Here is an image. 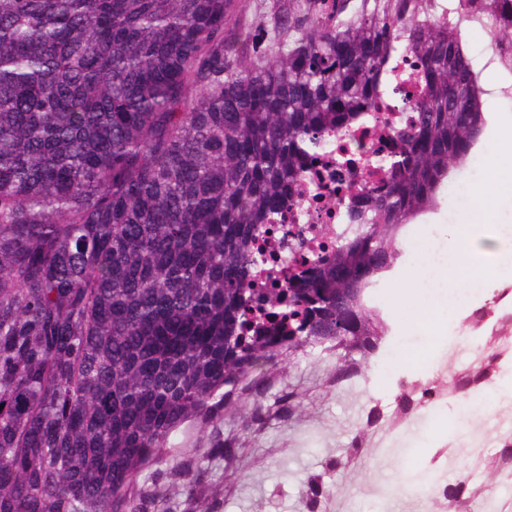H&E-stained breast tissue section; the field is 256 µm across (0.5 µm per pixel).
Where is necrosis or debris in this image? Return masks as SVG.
Instances as JSON below:
<instances>
[{
  "label": "necrosis or debris",
  "mask_w": 512,
  "mask_h": 512,
  "mask_svg": "<svg viewBox=\"0 0 512 512\" xmlns=\"http://www.w3.org/2000/svg\"><path fill=\"white\" fill-rule=\"evenodd\" d=\"M433 8L436 18L458 30L480 33L490 47L489 65L512 77V42L497 37L499 30L512 24V0H433ZM411 91L410 84H395L370 117L332 133V141L352 158L350 168L337 170L332 154L320 153L309 161L272 222L258 227L264 261L250 272L256 287H287L290 276L310 268L316 256L331 251L338 240L352 234L350 214L362 209L365 190L384 179L371 158L394 129L410 121L411 115L403 107ZM468 379L467 385L449 395L438 415L453 433L458 432L462 415L477 396L489 392L483 373L469 374Z\"/></svg>",
  "instance_id": "obj_1"
}]
</instances>
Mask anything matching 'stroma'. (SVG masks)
Here are the masks:
<instances>
[{
    "label": "stroma",
    "mask_w": 512,
    "mask_h": 512,
    "mask_svg": "<svg viewBox=\"0 0 512 512\" xmlns=\"http://www.w3.org/2000/svg\"><path fill=\"white\" fill-rule=\"evenodd\" d=\"M492 76L493 86L481 96L485 125L471 154L440 185L434 203L403 225L400 253L371 292L389 339L403 333L404 316L395 298L402 275L419 260L417 245L429 234L446 243L452 224L471 206L473 187L490 176L488 160L497 154L503 135L501 117L512 114V101L496 92L503 82L501 72L493 71ZM477 304L494 324L492 341L501 355L498 370L512 377V280L490 281ZM338 359L335 351L321 347L281 350L241 382L238 405L252 406L259 397L272 406L293 392L300 397L298 411H271L255 436L243 432L234 415L225 416L218 426L204 425L192 432L187 440L191 448L208 447L217 439L232 445L230 456L206 460L197 472L203 494L195 512H308L302 490L317 478L327 485L317 512H365L371 505L379 512H425L418 499L406 494L384 501V476H432L448 482L465 470L471 474L466 494L447 503L444 512H483L490 498L497 499L500 512H512V469L497 457L498 436L512 427V402L492 407L471 426L477 449L461 448L447 430L430 431L436 406L402 415L400 390L390 384L392 370L385 363L372 359L366 378L353 379L340 389L334 380ZM470 363L465 352L442 344L420 378L445 394ZM358 435L363 438L361 453L346 458V448ZM340 458L346 461L341 471L336 468ZM130 493L145 496L150 512H164L185 501L182 485L156 476L151 466Z\"/></svg>",
    "instance_id": "1"
}]
</instances>
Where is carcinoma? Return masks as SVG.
<instances>
[{"mask_svg":"<svg viewBox=\"0 0 512 512\" xmlns=\"http://www.w3.org/2000/svg\"><path fill=\"white\" fill-rule=\"evenodd\" d=\"M243 2L0 0V512H146L129 494L143 463L219 422L274 346L343 351L339 384L385 340L368 290L485 123L461 32L420 0H287L288 28L236 53ZM407 56L414 118L374 158L387 180L356 235L288 280L295 332L245 337L254 226ZM227 452L158 474L192 502L200 461Z\"/></svg>","mask_w":512,"mask_h":512,"instance_id":"carcinoma-1","label":"carcinoma"}]
</instances>
